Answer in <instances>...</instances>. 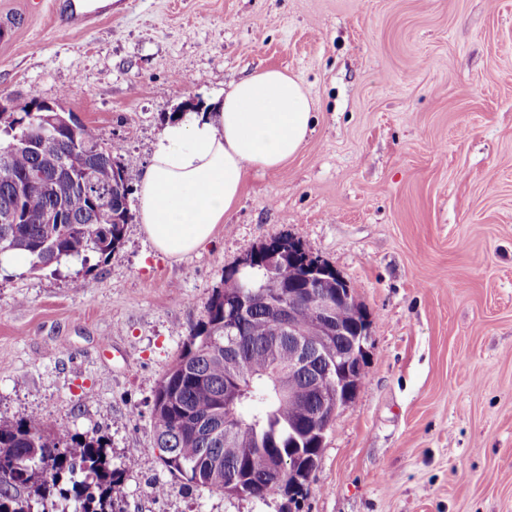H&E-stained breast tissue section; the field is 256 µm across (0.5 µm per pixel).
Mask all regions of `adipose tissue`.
Segmentation results:
<instances>
[{
  "mask_svg": "<svg viewBox=\"0 0 512 512\" xmlns=\"http://www.w3.org/2000/svg\"><path fill=\"white\" fill-rule=\"evenodd\" d=\"M302 84L266 69L231 85L208 110L179 115L141 177L139 223L156 251L178 259L210 242L249 171H274L313 130Z\"/></svg>",
  "mask_w": 512,
  "mask_h": 512,
  "instance_id": "obj_1",
  "label": "adipose tissue"
}]
</instances>
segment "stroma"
Instances as JSON below:
<instances>
[{
    "instance_id": "35a3bbf8",
    "label": "stroma",
    "mask_w": 512,
    "mask_h": 512,
    "mask_svg": "<svg viewBox=\"0 0 512 512\" xmlns=\"http://www.w3.org/2000/svg\"><path fill=\"white\" fill-rule=\"evenodd\" d=\"M54 2L0 0V98L64 101L134 188L168 120L263 69L314 130L180 260L134 220L106 258L0 266V420L102 438L123 512H512V0H112L86 32ZM285 235L366 308L362 383L296 503L180 485L155 390L225 273Z\"/></svg>"
}]
</instances>
